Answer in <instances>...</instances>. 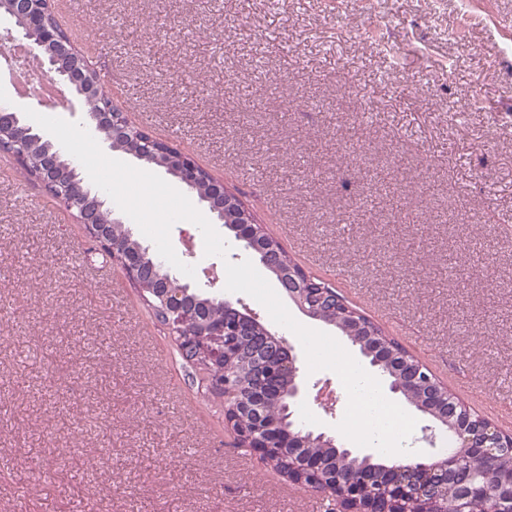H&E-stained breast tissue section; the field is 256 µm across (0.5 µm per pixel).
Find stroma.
<instances>
[{
	"mask_svg": "<svg viewBox=\"0 0 512 512\" xmlns=\"http://www.w3.org/2000/svg\"><path fill=\"white\" fill-rule=\"evenodd\" d=\"M55 4L136 125L512 432V0ZM13 167L0 155V512H326L235 446L203 371ZM170 239L200 283L247 257L206 256L193 224ZM307 382L310 424L333 430L339 377Z\"/></svg>",
	"mask_w": 512,
	"mask_h": 512,
	"instance_id": "1",
	"label": "stroma"
}]
</instances>
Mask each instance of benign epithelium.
I'll use <instances>...</instances> for the list:
<instances>
[{
	"label": "benign epithelium",
	"mask_w": 512,
	"mask_h": 512,
	"mask_svg": "<svg viewBox=\"0 0 512 512\" xmlns=\"http://www.w3.org/2000/svg\"><path fill=\"white\" fill-rule=\"evenodd\" d=\"M52 9L54 4L51 0L45 4L40 0H0V17L9 20V24L0 25V47L7 49L16 43L30 46L31 53L39 61L40 72L57 84L83 85V101H95L105 93L100 80L93 77L97 71L96 63L72 40L62 37L47 17V12ZM79 79L82 80L80 84L77 83ZM88 118L93 129L109 130V139L115 146L129 139L136 128L124 110L90 112ZM17 127L29 134L26 141L17 142L16 149L8 152L17 168L45 190L57 185L74 188L72 194L58 196L56 201L72 214L75 223L84 227L100 249L112 251L115 262L135 288L141 292L149 291L163 302L167 309L164 326L168 335L186 343L213 365L228 364L237 356L242 337H253L254 363L249 379L257 382L259 392L248 406L251 425L242 432H233L235 445L261 459L271 455L288 457L302 476L301 486L306 478L312 481L321 478L323 462L310 451V447L315 444L333 447L334 439L324 433L305 435L289 422V418L280 415L271 420L266 418L264 410L266 390L277 386L285 374L289 375L292 384L288 390L278 391L283 412H291V406L299 404L305 396L299 367L302 349L269 329L261 328L255 314L247 308L239 309V301L215 287L214 280L209 281L208 302L224 305V322L201 336L185 330L194 321L193 305L198 301L199 289L181 283L168 273L156 277L143 273L137 255L118 249L112 240V225L122 224L124 220L114 216L107 194L86 188L77 169L60 164L57 155L34 153L32 142L42 139L38 128L23 122L22 109L0 105V135ZM153 163L173 170L179 183L190 192L198 189L200 182H205L208 191L201 193V201L217 224L224 223L229 206L241 205L238 197L228 192L224 182L215 179L185 153L169 146L154 155ZM249 215V211L243 212L238 239L244 243L246 251L261 255L262 263L274 273L280 288L300 311L313 319H320L322 309L327 306L352 309L332 286L310 288L309 281L303 279L299 270L279 267V253L264 235L257 233ZM341 327L352 337L374 339L368 356L372 357V365L385 369L390 379V391L410 399L419 411L441 422L455 435L457 448L410 464L396 462L378 474L364 471L346 483L339 480L331 482L325 492L333 502L334 512H348L344 508L348 503L361 505L360 512H381L379 505L383 498L401 503L413 496L429 505L438 500L434 491L448 486L454 489L460 502L481 498L490 505L487 512H512V470L499 471L480 483L472 468L476 461L498 454H511L512 433L501 431L485 419L473 421L466 414L463 402L453 399L422 362L417 360L409 365L395 360L391 346L360 318L359 311H354L341 323ZM255 328L262 329V335H253ZM220 387L224 388V398H234L232 412L241 414L239 390L242 382L239 374L224 371V383ZM414 387L426 391V394L418 399L411 398Z\"/></svg>",
	"instance_id": "1"
}]
</instances>
